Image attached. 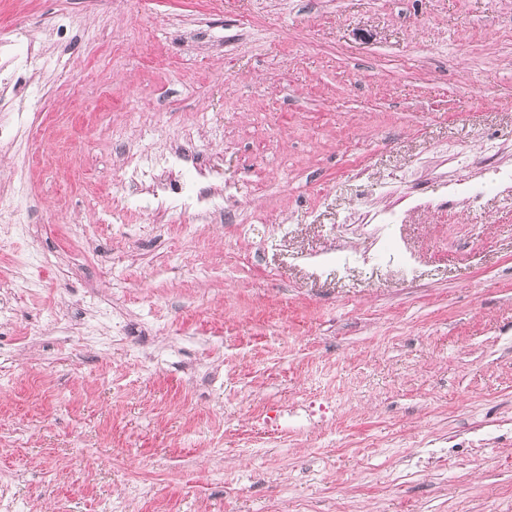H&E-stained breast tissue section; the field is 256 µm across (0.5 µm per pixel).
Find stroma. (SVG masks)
<instances>
[{
    "mask_svg": "<svg viewBox=\"0 0 512 512\" xmlns=\"http://www.w3.org/2000/svg\"><path fill=\"white\" fill-rule=\"evenodd\" d=\"M0 497L13 512H512V195L407 212L411 272L338 251L419 180L512 167V0H0ZM191 140L238 206L113 200ZM388 193H381V186ZM332 398L275 435L267 411ZM487 428H472L462 436L448 433V447L473 450L491 445L494 440L506 439L512 434V419L498 420L492 427Z\"/></svg>",
    "mask_w": 512,
    "mask_h": 512,
    "instance_id": "35a3bbf8",
    "label": "stroma"
}]
</instances>
